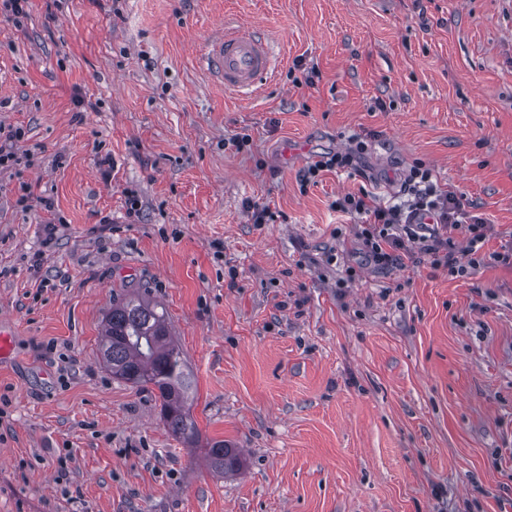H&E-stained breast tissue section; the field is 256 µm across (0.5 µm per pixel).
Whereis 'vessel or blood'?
<instances>
[{
    "label": "vessel or blood",
    "mask_w": 512,
    "mask_h": 512,
    "mask_svg": "<svg viewBox=\"0 0 512 512\" xmlns=\"http://www.w3.org/2000/svg\"><path fill=\"white\" fill-rule=\"evenodd\" d=\"M203 62L225 90L246 96L255 94L274 68L269 42L238 29L225 30L223 39L208 47Z\"/></svg>",
    "instance_id": "1"
}]
</instances>
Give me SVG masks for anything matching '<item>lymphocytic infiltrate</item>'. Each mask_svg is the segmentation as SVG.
Instances as JSON below:
<instances>
[{"label":"lymphocytic infiltrate","instance_id":"lymphocytic-infiltrate-1","mask_svg":"<svg viewBox=\"0 0 512 512\" xmlns=\"http://www.w3.org/2000/svg\"><path fill=\"white\" fill-rule=\"evenodd\" d=\"M368 134L351 136L345 149L328 152L302 172L304 183H317L322 172H358L368 149ZM404 200L381 205L367 191L337 197L332 209L353 218L361 263L389 272L429 264L453 278H467L490 265L512 267V240L486 251L494 227L473 213L470 204L441 189L426 164L411 166L403 183ZM464 246H457V237Z\"/></svg>","mask_w":512,"mask_h":512}]
</instances>
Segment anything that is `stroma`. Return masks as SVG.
<instances>
[{
  "label": "stroma",
  "instance_id": "stroma-1",
  "mask_svg": "<svg viewBox=\"0 0 512 512\" xmlns=\"http://www.w3.org/2000/svg\"><path fill=\"white\" fill-rule=\"evenodd\" d=\"M228 24L274 46L256 96L202 64ZM0 124L28 158L0 173V512H512V268L366 267L341 290L358 245L331 208L395 202L422 162L499 249L512 0H30L0 12ZM366 132L361 174L301 185ZM132 292L165 310L236 475L102 367ZM202 448L208 467L212 472L224 476L241 466V456L237 448H232L224 440L207 441Z\"/></svg>",
  "mask_w": 512,
  "mask_h": 512
}]
</instances>
